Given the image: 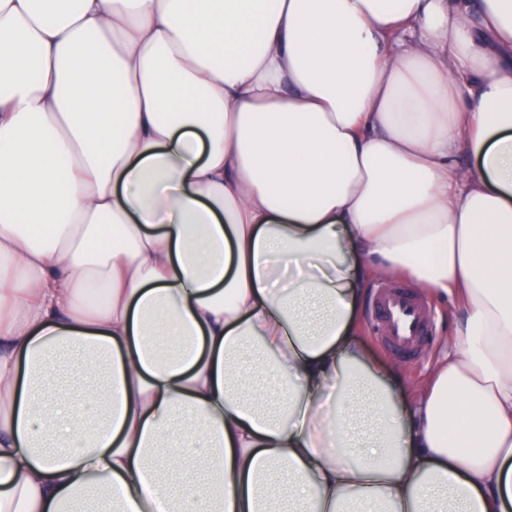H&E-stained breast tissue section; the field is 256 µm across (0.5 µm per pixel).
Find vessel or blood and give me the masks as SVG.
Returning a JSON list of instances; mask_svg holds the SVG:
<instances>
[{
	"label": "vessel or blood",
	"mask_w": 512,
	"mask_h": 512,
	"mask_svg": "<svg viewBox=\"0 0 512 512\" xmlns=\"http://www.w3.org/2000/svg\"><path fill=\"white\" fill-rule=\"evenodd\" d=\"M375 313L387 323L392 347L407 353L415 341L428 332L421 304L397 285H382L375 300Z\"/></svg>",
	"instance_id": "vessel-or-blood-1"
}]
</instances>
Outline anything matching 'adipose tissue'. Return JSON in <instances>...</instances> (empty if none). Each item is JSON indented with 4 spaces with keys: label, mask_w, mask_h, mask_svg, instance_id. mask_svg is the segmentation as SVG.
<instances>
[{
    "label": "adipose tissue",
    "mask_w": 512,
    "mask_h": 512,
    "mask_svg": "<svg viewBox=\"0 0 512 512\" xmlns=\"http://www.w3.org/2000/svg\"><path fill=\"white\" fill-rule=\"evenodd\" d=\"M87 499L512 512V0H0V512ZM382 281L400 284L423 301L433 322L428 336H425L428 322L421 304L402 287L391 284L380 286L374 306L377 286ZM413 287L405 277L376 279L369 285L358 313L361 337L370 351L371 359L381 369L394 371L395 379L391 381L400 394L406 386L419 385L424 380L440 339L447 336L448 339L452 338L456 329L454 303L449 297L448 300L439 301ZM373 306L376 315L386 321L390 343L397 352L407 353L420 336H425L416 355L404 357L391 349L379 331Z\"/></svg>",
    "instance_id": "ef3b65f1"
}]
</instances>
